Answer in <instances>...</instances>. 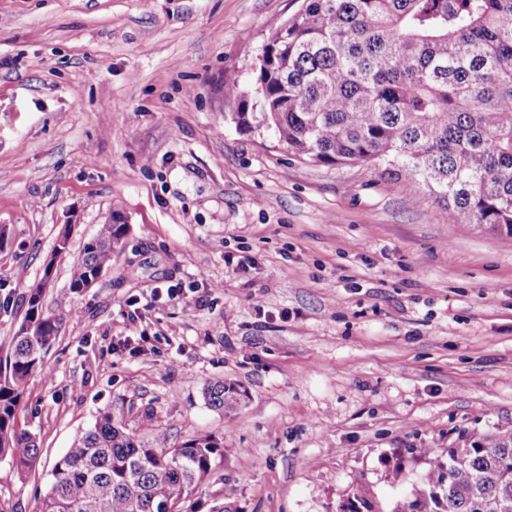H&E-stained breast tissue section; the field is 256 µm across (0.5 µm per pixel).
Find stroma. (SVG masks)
Segmentation results:
<instances>
[{
    "instance_id": "obj_1",
    "label": "stroma",
    "mask_w": 512,
    "mask_h": 512,
    "mask_svg": "<svg viewBox=\"0 0 512 512\" xmlns=\"http://www.w3.org/2000/svg\"><path fill=\"white\" fill-rule=\"evenodd\" d=\"M300 4L0 0V358L47 259L45 307L75 311L26 389L41 455L23 476L0 461V512H39L106 407L172 445L223 440L198 512H394L459 434L512 425V238L240 124ZM116 213L122 250L70 293ZM225 378L247 397L223 414L203 389Z\"/></svg>"
}]
</instances>
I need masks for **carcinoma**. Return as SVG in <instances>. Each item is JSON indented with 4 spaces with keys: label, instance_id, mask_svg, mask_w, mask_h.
<instances>
[{
    "label": "carcinoma",
    "instance_id": "cac0c4a2",
    "mask_svg": "<svg viewBox=\"0 0 512 512\" xmlns=\"http://www.w3.org/2000/svg\"><path fill=\"white\" fill-rule=\"evenodd\" d=\"M256 84L258 111L240 122L272 130L299 159L382 166L433 195L448 222L512 237V0H303L269 36ZM128 230L115 215L99 225L70 292L111 266ZM43 298L29 290L0 361V461L21 475L40 448L18 411L67 317ZM245 397L230 380L204 390L221 412ZM218 456L224 442L211 436L172 448L108 408L55 460L40 512H194ZM396 512H512V426L459 436Z\"/></svg>",
    "mask_w": 512,
    "mask_h": 512
}]
</instances>
